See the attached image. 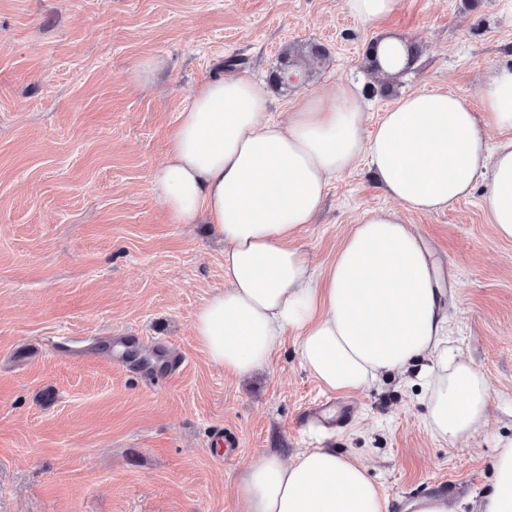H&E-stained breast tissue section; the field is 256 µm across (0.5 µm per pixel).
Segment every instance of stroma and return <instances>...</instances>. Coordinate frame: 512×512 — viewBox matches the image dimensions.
<instances>
[{
    "label": "stroma",
    "mask_w": 512,
    "mask_h": 512,
    "mask_svg": "<svg viewBox=\"0 0 512 512\" xmlns=\"http://www.w3.org/2000/svg\"><path fill=\"white\" fill-rule=\"evenodd\" d=\"M418 44L403 74L369 68L384 36ZM324 46L293 86L267 85L280 50ZM512 68V0H400L382 25L342 0H0V512H236L250 458L333 448L357 458L402 512L448 492L449 512L493 477L495 441L512 437V240L484 206L486 188L403 221L434 250L452 288L450 347L487 377L483 432L432 436L419 387L399 376L351 394L343 433L299 425L330 392L293 343L248 377L211 365L195 316L224 286L223 244L206 224L171 223L152 187L194 91L228 74L265 87L281 118L348 80L367 95L366 129L403 92L442 89L481 112L480 88ZM396 207L367 161L336 175L297 243L324 271L362 216ZM157 340L183 356L154 382L112 339ZM456 489H449V481Z\"/></svg>",
    "instance_id": "35a3bbf8"
}]
</instances>
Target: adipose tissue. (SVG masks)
I'll return each mask as SVG.
<instances>
[{
    "mask_svg": "<svg viewBox=\"0 0 512 512\" xmlns=\"http://www.w3.org/2000/svg\"><path fill=\"white\" fill-rule=\"evenodd\" d=\"M480 94L479 115L453 93L413 91L368 131L345 82L282 120L266 118L267 100L249 79L198 88L153 184L172 223L205 218L227 244L224 287L194 321L209 362L245 377L291 336L330 391L361 392L406 372L423 387L433 436L455 443L482 431L488 379L450 348L437 262L398 213L446 209L482 181L491 224L512 239V70L493 72ZM492 128L505 139L491 142ZM363 159L399 207L354 224L317 278L296 240L329 179ZM238 502L239 512H389L365 465L332 448L287 462L272 451L254 455ZM477 512H512V438L496 444L494 479Z\"/></svg>",
    "mask_w": 512,
    "mask_h": 512,
    "instance_id": "obj_1",
    "label": "adipose tissue"
}]
</instances>
